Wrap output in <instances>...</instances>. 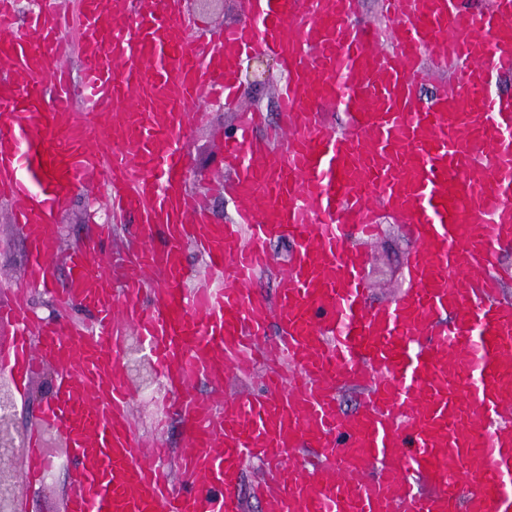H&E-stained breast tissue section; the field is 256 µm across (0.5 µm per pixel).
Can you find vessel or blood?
Listing matches in <instances>:
<instances>
[{
    "label": "vessel or blood",
    "instance_id": "vessel-or-blood-1",
    "mask_svg": "<svg viewBox=\"0 0 512 512\" xmlns=\"http://www.w3.org/2000/svg\"><path fill=\"white\" fill-rule=\"evenodd\" d=\"M356 13V0H242L200 47L176 0H78L67 13L0 0V200L25 246L24 287L0 291V373L55 374L21 453L34 486L42 426L70 437L64 512H245L252 459L260 512H512V95L488 92L512 69V0ZM253 54L286 70L272 120L238 107L237 64ZM439 71L455 87L421 97ZM213 100L237 112L220 134L234 203L222 223L184 178L187 133ZM101 185L145 236L119 279L110 225L58 253L56 216ZM384 210L410 244L409 286L376 304L368 253L349 240L378 239ZM280 241L291 254L278 265ZM187 244L209 277L192 280ZM270 269L269 297L257 284ZM34 288L55 297L52 318L33 316ZM132 331L169 389L157 427L183 421L174 471L131 422ZM259 362L255 388L225 394L228 375ZM200 380L209 393L193 392ZM345 387L362 393L350 413Z\"/></svg>",
    "mask_w": 512,
    "mask_h": 512
}]
</instances>
